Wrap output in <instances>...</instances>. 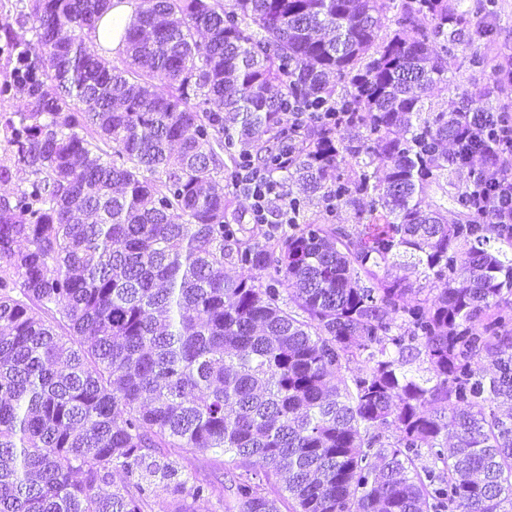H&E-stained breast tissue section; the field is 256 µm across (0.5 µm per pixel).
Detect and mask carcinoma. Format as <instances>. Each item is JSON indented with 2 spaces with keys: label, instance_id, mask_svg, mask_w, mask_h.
Returning a JSON list of instances; mask_svg holds the SVG:
<instances>
[{
  "label": "carcinoma",
  "instance_id": "cac0c4a2",
  "mask_svg": "<svg viewBox=\"0 0 512 512\" xmlns=\"http://www.w3.org/2000/svg\"><path fill=\"white\" fill-rule=\"evenodd\" d=\"M19 2L0 512H144L157 475L159 512H208L214 486L164 448L230 455L224 512H509L512 227L453 180L481 152L458 131L492 108L426 103L466 15L139 0L110 62L91 32L112 0ZM254 159L304 193L262 242L227 217ZM313 198L327 219L299 222ZM341 205L367 223H336ZM406 255L416 279L381 273ZM114 469L128 482L101 492Z\"/></svg>",
  "mask_w": 512,
  "mask_h": 512
}]
</instances>
